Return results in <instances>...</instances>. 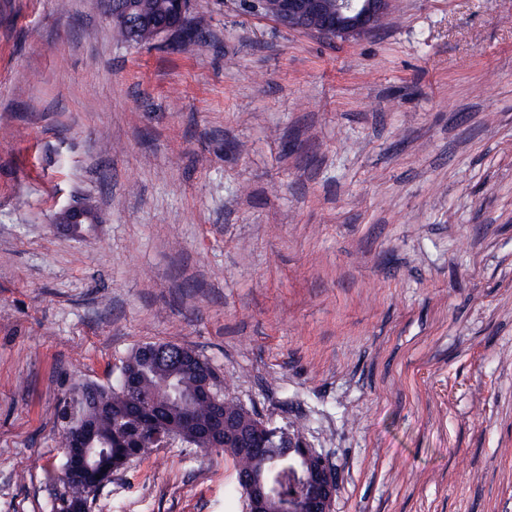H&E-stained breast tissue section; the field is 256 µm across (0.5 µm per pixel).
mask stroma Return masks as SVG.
<instances>
[{
	"label": "stroma",
	"mask_w": 512,
	"mask_h": 512,
	"mask_svg": "<svg viewBox=\"0 0 512 512\" xmlns=\"http://www.w3.org/2000/svg\"><path fill=\"white\" fill-rule=\"evenodd\" d=\"M192 9L181 53L102 0H0V512H54L64 403L165 342L302 426L332 512H512V0L346 40ZM89 512L247 505L175 444Z\"/></svg>",
	"instance_id": "stroma-1"
}]
</instances>
